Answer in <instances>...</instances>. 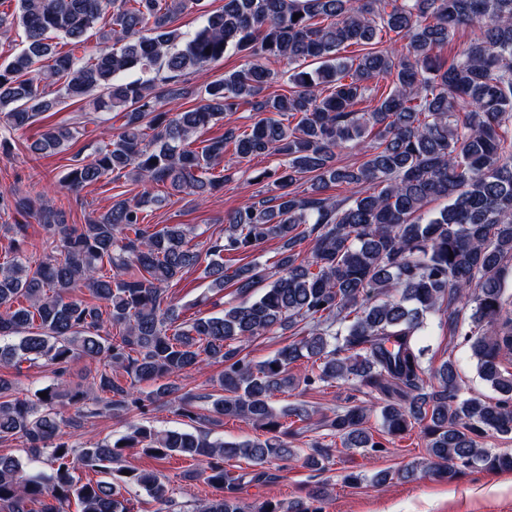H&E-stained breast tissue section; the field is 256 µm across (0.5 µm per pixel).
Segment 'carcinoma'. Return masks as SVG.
I'll list each match as a JSON object with an SVG mask.
<instances>
[{
    "mask_svg": "<svg viewBox=\"0 0 512 512\" xmlns=\"http://www.w3.org/2000/svg\"><path fill=\"white\" fill-rule=\"evenodd\" d=\"M199 3L17 0L14 12H0V31L19 27L25 38L23 50L0 64L5 129H26L69 100L89 98L99 111L122 112L112 141L91 161L73 164L70 189L116 172L203 199L230 181L235 163L280 157L259 175L272 180L273 194L252 195L227 213L224 235L209 239L204 253L189 246L186 224H144L152 201L146 190L87 224H67L57 211L41 209L51 249L43 258L21 251L28 225L0 224L12 254L0 263V366L20 373L25 363L45 361L57 376L31 396L0 376V442L20 438L27 445L24 461L0 454V512H65L73 500L79 512H130V482L154 498L157 512H169L160 476L123 474L129 448L199 462L206 482L227 493L200 502L198 512H319L313 502L328 495L325 487L290 505L247 504L234 496L242 477L224 468L244 458L262 468L260 478L265 468L300 455L310 466L330 459V444L316 440L304 454L288 441L301 429L287 419L305 424L313 410L272 402L294 389L291 369L302 359L310 363L302 383L312 389L343 382L377 394L382 433L395 438L422 426L429 459L375 483L421 473L452 480L474 467L512 470L511 454L481 443L490 431L512 434V310L500 280L512 255V139L503 134L512 124V0H224L203 26L180 32L176 17ZM471 25L478 34L442 57L456 31ZM384 32L395 34L401 50L380 46ZM92 35L104 47L78 56ZM58 39L70 50L58 51ZM351 45L361 46L359 54L341 55ZM231 47L250 61L211 82L199 103L182 107L180 77L223 59ZM269 58L288 62V93H266L274 81L263 63ZM133 69L163 75L171 108L158 107L155 79H125ZM385 79L386 91L370 85ZM241 104L260 115L250 128L192 146L199 130ZM78 133L50 127L32 148L59 152ZM363 143V162H340L336 149ZM304 182L309 187L301 191ZM331 185L348 195L324 194ZM439 199L447 204L427 210ZM30 206L0 192V210ZM272 239L279 243L272 266L224 263V255ZM307 240L310 256L301 260L296 248ZM204 256L212 291L230 284L247 294L271 283L251 302L181 322L167 287ZM106 264L115 269L110 276L102 273ZM84 291L91 300L76 297ZM428 315L448 318V330L469 345L479 378L503 399L466 393L451 359L426 384L417 336ZM292 328L294 339L273 356L255 362L244 354V344ZM81 359L99 368L80 383L63 381ZM214 364L224 370L199 398L169 383ZM141 382L155 388L145 396L136 387ZM161 400L178 405L193 430L145 421L82 448L66 432ZM63 406L74 414L61 416ZM368 411L364 404L346 407L318 427L346 449L378 451L383 445L365 427ZM227 417L266 437L211 439V427ZM80 465L104 479L81 482Z\"/></svg>",
    "mask_w": 512,
    "mask_h": 512,
    "instance_id": "carcinoma-1",
    "label": "carcinoma"
}]
</instances>
